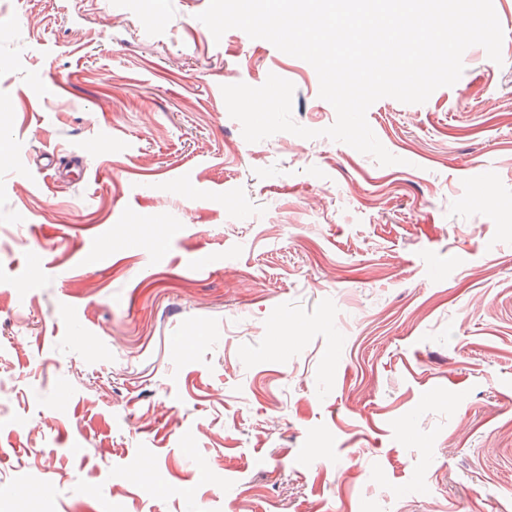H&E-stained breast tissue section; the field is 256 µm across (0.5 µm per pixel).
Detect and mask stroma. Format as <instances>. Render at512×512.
I'll use <instances>...</instances> for the list:
<instances>
[{"mask_svg":"<svg viewBox=\"0 0 512 512\" xmlns=\"http://www.w3.org/2000/svg\"><path fill=\"white\" fill-rule=\"evenodd\" d=\"M493 4L501 62L369 108L382 166L247 142L222 86L336 113L308 62L214 40L209 0H0V512H512Z\"/></svg>","mask_w":512,"mask_h":512,"instance_id":"obj_1","label":"stroma"}]
</instances>
